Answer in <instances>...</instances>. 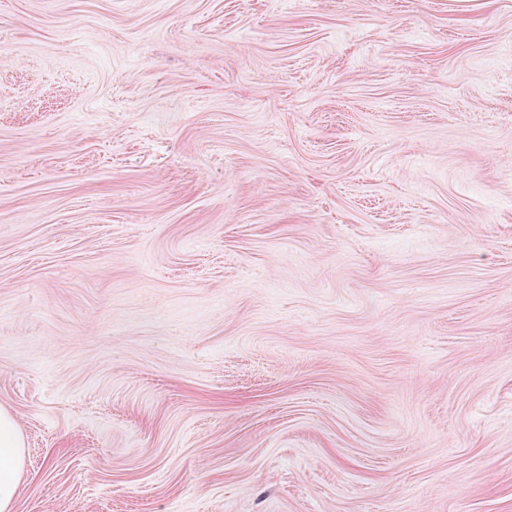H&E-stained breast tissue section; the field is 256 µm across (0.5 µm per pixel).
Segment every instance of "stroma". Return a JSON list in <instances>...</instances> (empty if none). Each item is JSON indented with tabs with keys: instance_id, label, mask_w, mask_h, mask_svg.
Segmentation results:
<instances>
[{
	"instance_id": "35a3bbf8",
	"label": "stroma",
	"mask_w": 512,
	"mask_h": 512,
	"mask_svg": "<svg viewBox=\"0 0 512 512\" xmlns=\"http://www.w3.org/2000/svg\"><path fill=\"white\" fill-rule=\"evenodd\" d=\"M12 512H512V0H0Z\"/></svg>"
}]
</instances>
